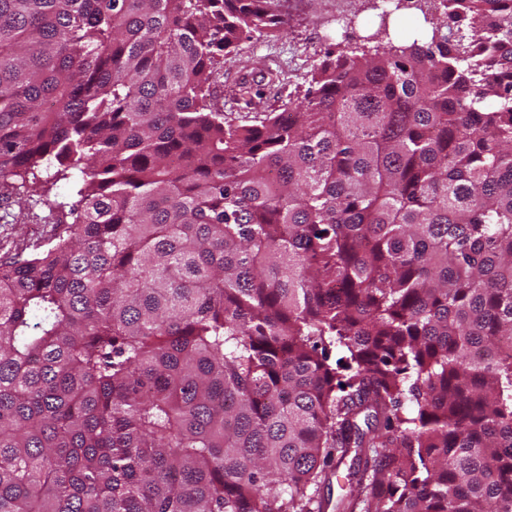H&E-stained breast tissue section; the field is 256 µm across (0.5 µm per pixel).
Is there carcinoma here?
<instances>
[{"label": "carcinoma", "instance_id": "1", "mask_svg": "<svg viewBox=\"0 0 512 512\" xmlns=\"http://www.w3.org/2000/svg\"><path fill=\"white\" fill-rule=\"evenodd\" d=\"M442 2L235 125L275 0H0V181L72 192L0 264V512H512V0Z\"/></svg>", "mask_w": 512, "mask_h": 512}]
</instances>
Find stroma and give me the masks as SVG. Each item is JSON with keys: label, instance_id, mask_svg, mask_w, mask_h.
<instances>
[{"label": "stroma", "instance_id": "stroma-1", "mask_svg": "<svg viewBox=\"0 0 512 512\" xmlns=\"http://www.w3.org/2000/svg\"><path fill=\"white\" fill-rule=\"evenodd\" d=\"M280 12L283 30L242 41L220 64L213 92L226 121L254 123L304 94L326 50L372 47L374 34L383 30L395 40L406 33L422 37L429 28L424 14L439 18L444 9L441 0H426L423 10H412L409 29L401 13L379 19L372 0H281ZM57 219L48 205L0 188V260L53 237L60 230Z\"/></svg>", "mask_w": 512, "mask_h": 512}]
</instances>
